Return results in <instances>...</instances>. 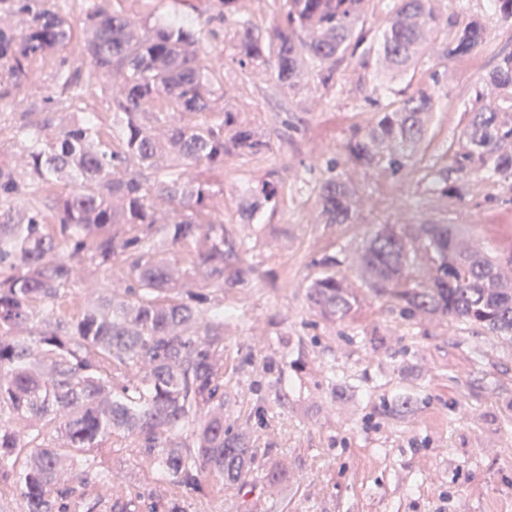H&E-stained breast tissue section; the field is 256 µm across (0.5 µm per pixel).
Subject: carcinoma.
<instances>
[{"label":"carcinoma","instance_id":"1","mask_svg":"<svg viewBox=\"0 0 512 512\" xmlns=\"http://www.w3.org/2000/svg\"><path fill=\"white\" fill-rule=\"evenodd\" d=\"M278 24L261 33L238 0H219L218 19L234 25L241 66L271 65L293 89L308 59L327 71L363 41L365 0H281ZM81 17V34L71 15ZM20 13L19 28L0 26V103L31 80L38 57L56 56L61 96L29 101L15 127L19 149L0 159V481L11 482L24 512H71L70 477L109 488L113 472L90 454L112 443L147 457L166 483L201 489L209 473L227 484L286 483L261 462L243 434L224 427V289L251 280L244 238L213 218L224 190L199 173L230 157L273 151L270 140L216 106L224 98L223 63L206 59L204 25L158 16L137 23L110 0H0V15ZM446 57L484 40L473 19L453 38L431 0H393L379 51L405 68L420 60L426 35ZM512 99V55L489 75ZM111 83L113 127L101 131L84 97ZM434 97L426 89L345 146L348 161L402 167L424 138ZM55 111L58 131L40 113ZM464 162L484 177H512V120L484 107L467 131ZM446 197L442 169L428 173ZM279 183L262 180L240 209L241 224L279 201ZM327 224L353 221V190L329 178L318 191ZM53 223L51 236L45 226ZM455 224H387L355 259L377 297L402 314L478 325L512 338V255L472 251ZM87 290L92 303L70 323L51 305ZM326 320L348 316L359 296L345 277L324 272L307 288Z\"/></svg>","mask_w":512,"mask_h":512}]
</instances>
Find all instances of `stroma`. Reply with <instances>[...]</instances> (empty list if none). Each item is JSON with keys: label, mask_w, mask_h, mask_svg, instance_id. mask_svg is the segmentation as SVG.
Here are the masks:
<instances>
[{"label": "stroma", "mask_w": 512, "mask_h": 512, "mask_svg": "<svg viewBox=\"0 0 512 512\" xmlns=\"http://www.w3.org/2000/svg\"><path fill=\"white\" fill-rule=\"evenodd\" d=\"M137 22L187 14L208 21L207 48L224 64L223 105L264 137L270 155L232 158L208 180L224 190L216 216L237 225L242 198L267 175L284 188L247 241L259 274L224 294V422L288 469L287 487H224L212 476L182 494L186 512H512V340L454 321L404 319L394 303L364 293L345 319L321 318L306 296L320 261L360 286L354 266L368 235L383 224H457L475 245L512 253V179H480L459 170L474 111L501 95L485 78L512 52V22L487 0H434L449 31L483 21L482 45L442 57L425 41L426 63L384 68L376 51L388 21L387 0H368L365 45L322 82L306 64L295 89L270 67L240 66L233 26L216 20L214 0H111ZM385 71L386 100L399 104L430 89L435 110L422 142L398 170L352 166L345 145L374 121L372 88ZM446 169L456 194L439 197L427 174ZM354 191V221L324 223L316 205L331 177ZM281 380L280 392L269 389ZM406 393L409 412L392 415ZM141 512H165L167 491L148 459L128 448H100Z\"/></svg>", "instance_id": "1"}]
</instances>
